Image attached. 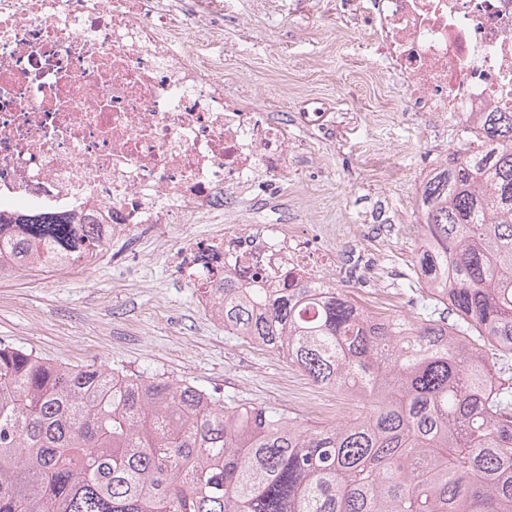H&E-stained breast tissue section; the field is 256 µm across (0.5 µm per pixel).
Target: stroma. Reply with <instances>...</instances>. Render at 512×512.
<instances>
[{"mask_svg": "<svg viewBox=\"0 0 512 512\" xmlns=\"http://www.w3.org/2000/svg\"><path fill=\"white\" fill-rule=\"evenodd\" d=\"M211 56L240 103L288 116L295 144L284 196L299 223L331 224L341 254L335 283L368 307L399 303L415 285L420 212L412 206L451 133L403 110L394 77L378 70L369 30L350 0H220ZM322 103L318 130L296 118ZM107 244L78 274L33 267L0 277V342L57 363L186 380L222 402L251 403L322 426L361 405L314 385L281 356L225 331L170 267L180 235Z\"/></svg>", "mask_w": 512, "mask_h": 512, "instance_id": "obj_1", "label": "stroma"}]
</instances>
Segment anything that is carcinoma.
Instances as JSON below:
<instances>
[{
    "label": "carcinoma",
    "mask_w": 512,
    "mask_h": 512,
    "mask_svg": "<svg viewBox=\"0 0 512 512\" xmlns=\"http://www.w3.org/2000/svg\"><path fill=\"white\" fill-rule=\"evenodd\" d=\"M418 312L288 276L224 277V328L362 412L312 428L186 381L0 344V512H512V112H483L417 188ZM107 245L60 213L0 219V252Z\"/></svg>",
    "instance_id": "carcinoma-1"
}]
</instances>
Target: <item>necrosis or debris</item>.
Segmentation results:
<instances>
[{
	"label": "necrosis or debris",
	"instance_id": "4bbe7bcc",
	"mask_svg": "<svg viewBox=\"0 0 512 512\" xmlns=\"http://www.w3.org/2000/svg\"><path fill=\"white\" fill-rule=\"evenodd\" d=\"M355 6L406 108L457 130L512 112V0ZM209 24L187 0H0V216L70 214L118 242L203 212L218 231L175 254L200 292L330 284L335 253L297 225L224 222L238 191L279 194L288 126L225 98L207 43L182 48Z\"/></svg>",
	"mask_w": 512,
	"mask_h": 512
}]
</instances>
